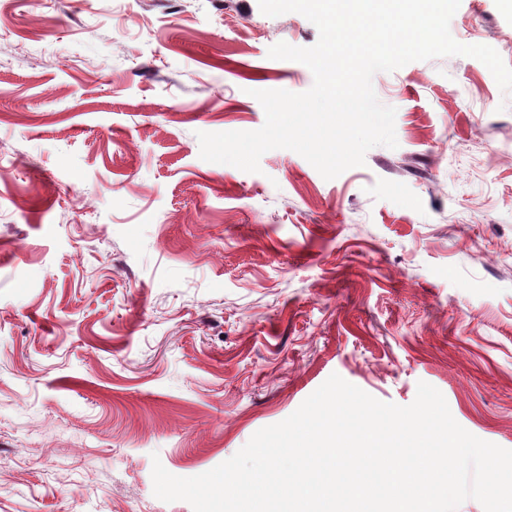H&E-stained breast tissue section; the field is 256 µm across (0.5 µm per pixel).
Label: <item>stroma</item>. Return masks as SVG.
Returning a JSON list of instances; mask_svg holds the SVG:
<instances>
[{
  "label": "stroma",
  "mask_w": 512,
  "mask_h": 512,
  "mask_svg": "<svg viewBox=\"0 0 512 512\" xmlns=\"http://www.w3.org/2000/svg\"><path fill=\"white\" fill-rule=\"evenodd\" d=\"M512 67V5L461 0ZM317 28L257 0H0V512H192L211 470L331 374L512 449V94L480 61L379 72L397 148L324 179L201 132L301 93Z\"/></svg>",
  "instance_id": "obj_1"
}]
</instances>
